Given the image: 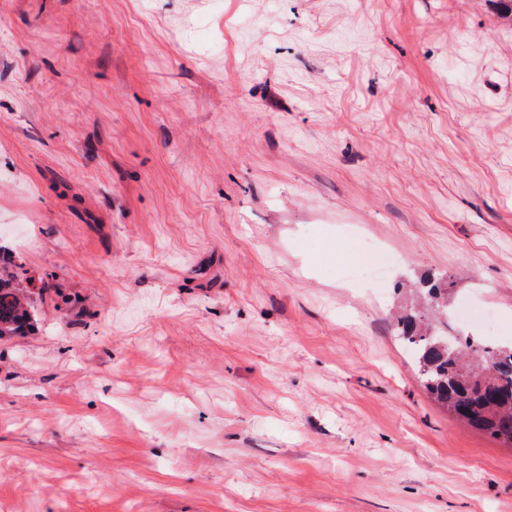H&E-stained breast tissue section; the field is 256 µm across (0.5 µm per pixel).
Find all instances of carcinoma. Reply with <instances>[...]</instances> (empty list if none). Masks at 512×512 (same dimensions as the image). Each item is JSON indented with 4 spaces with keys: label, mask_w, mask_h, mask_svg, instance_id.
Segmentation results:
<instances>
[{
    "label": "carcinoma",
    "mask_w": 512,
    "mask_h": 512,
    "mask_svg": "<svg viewBox=\"0 0 512 512\" xmlns=\"http://www.w3.org/2000/svg\"><path fill=\"white\" fill-rule=\"evenodd\" d=\"M16 262L0 246V339L27 333L38 315L32 292L18 280ZM444 289L430 288L431 314L418 310L397 319L396 333L408 347L427 390L457 419L504 443H512V345L464 339L457 352L440 345L447 310L433 311Z\"/></svg>",
    "instance_id": "obj_1"
}]
</instances>
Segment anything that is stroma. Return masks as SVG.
Returning a JSON list of instances; mask_svg holds the SVG:
<instances>
[{"label": "stroma", "instance_id": "obj_1", "mask_svg": "<svg viewBox=\"0 0 512 512\" xmlns=\"http://www.w3.org/2000/svg\"><path fill=\"white\" fill-rule=\"evenodd\" d=\"M0 243V512H512L390 324L431 274L512 343L491 0H0ZM14 257L0 245V339L24 336L38 315L32 292L14 272Z\"/></svg>", "mask_w": 512, "mask_h": 512}]
</instances>
